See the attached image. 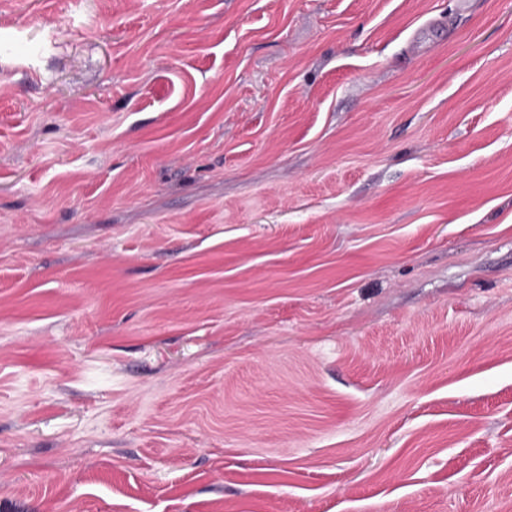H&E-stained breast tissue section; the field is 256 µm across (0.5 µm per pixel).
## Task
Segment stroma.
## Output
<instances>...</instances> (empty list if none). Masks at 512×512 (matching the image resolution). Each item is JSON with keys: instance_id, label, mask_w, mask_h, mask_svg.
<instances>
[{"instance_id": "1", "label": "stroma", "mask_w": 512, "mask_h": 512, "mask_svg": "<svg viewBox=\"0 0 512 512\" xmlns=\"http://www.w3.org/2000/svg\"><path fill=\"white\" fill-rule=\"evenodd\" d=\"M0 512H512V0H0Z\"/></svg>"}]
</instances>
